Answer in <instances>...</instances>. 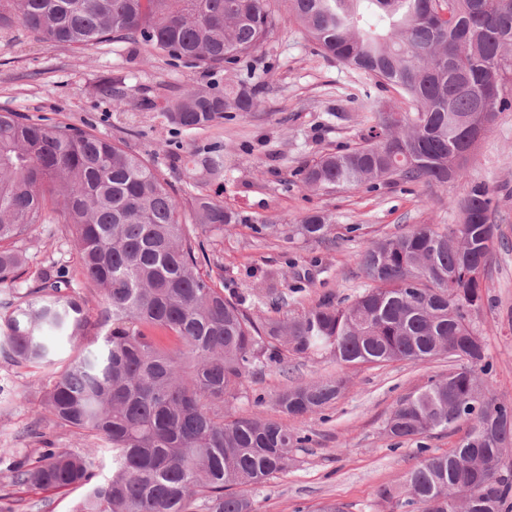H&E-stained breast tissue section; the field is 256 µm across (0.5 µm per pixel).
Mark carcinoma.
I'll return each mask as SVG.
<instances>
[{"label": "carcinoma", "mask_w": 512, "mask_h": 512, "mask_svg": "<svg viewBox=\"0 0 512 512\" xmlns=\"http://www.w3.org/2000/svg\"><path fill=\"white\" fill-rule=\"evenodd\" d=\"M451 3L453 25L440 16ZM276 0H0V25L17 20L38 40L84 49L103 42L146 45L192 68L238 70L277 24ZM291 15L327 57L399 95L364 105L369 134L347 151L298 171L310 192L388 183L444 185L463 174L460 153L477 106L496 113L512 51V0H288ZM100 92L126 111V89ZM259 88L192 87L158 106L175 129L197 130L226 112H249ZM203 170L224 174V154L203 153ZM61 206L80 274L99 297L46 269L0 321L15 362H50L61 341L90 337L95 348L69 360L43 395L40 420L103 439L112 476L96 481L94 456L46 449L10 463L7 486L86 492L74 512H254L236 492L294 465L306 437L286 421L231 417L246 377L266 360L326 357L341 367L409 361L448 351V375L397 401L385 423L399 441L469 424L454 449L405 474L399 491H378L388 512H504L512 498V407L497 401L473 314L485 289L468 271L490 264L496 225L492 194L472 182L458 208L474 218L418 224L373 242L356 257L370 286L344 304L324 298L287 318L255 317L202 272L203 238L247 221L204 194L185 204L154 163L112 139L71 124L24 122L0 111V287L27 263L26 244L49 202ZM269 236L324 241L329 217L307 213ZM100 312L91 324L89 304ZM342 377L277 393L289 418L320 411L345 389Z\"/></svg>", "instance_id": "cac0c4a2"}]
</instances>
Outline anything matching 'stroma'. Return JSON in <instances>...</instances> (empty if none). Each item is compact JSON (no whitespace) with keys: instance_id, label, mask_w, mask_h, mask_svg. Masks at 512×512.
<instances>
[{"instance_id":"obj_1","label":"stroma","mask_w":512,"mask_h":512,"mask_svg":"<svg viewBox=\"0 0 512 512\" xmlns=\"http://www.w3.org/2000/svg\"><path fill=\"white\" fill-rule=\"evenodd\" d=\"M269 40L252 59L245 81L263 92L251 112H230L209 127L184 131L168 126L159 112L141 108L142 99L180 96L193 85L223 84V74H209L128 42H111L75 50L44 43L20 23L0 28V108L32 121L92 126L153 160L165 176L182 186L184 165L200 147L216 144L224 152V175L197 177V191L223 201L247 216L211 237L207 270L225 294L252 313L270 314L272 298L286 297L280 313L296 314L331 296L353 299L367 288L356 256L373 241L415 224H456V203L473 181L488 185L497 226L486 274L485 302L475 318L484 336L495 397L512 404V107L498 112L491 129L471 152L463 177L447 184H387L376 189L348 188L331 193L305 191L297 170L327 152L363 143L369 125L353 97L373 93L382 103L395 91H381L336 60L320 55L289 16L284 0ZM109 78L128 90L133 102L126 113H113L98 90ZM329 216L332 231L325 242L272 239L256 233L252 218L295 224L308 212ZM39 245L28 252L16 290L0 288V314L17 293L39 284L44 268H64L81 287L79 256L61 222L60 209L49 206L36 230ZM82 345H65L60 359L39 365L18 364L0 351V448L17 458L36 457L51 447L82 455L98 454L99 440L39 420L44 391L65 359L82 353ZM448 371L447 359L413 364L341 367L316 357L299 362H270L250 375L235 401L239 416L278 420L273 404L278 391L313 379L344 376L347 389L330 407L292 420L306 435L287 475L246 487L255 512H316L327 502L345 512H383L377 491L400 486L407 471L425 458L451 451L457 435L432 434L395 444L385 421L402 397L432 377ZM16 512H71L81 490L45 492L10 488Z\"/></svg>"}]
</instances>
